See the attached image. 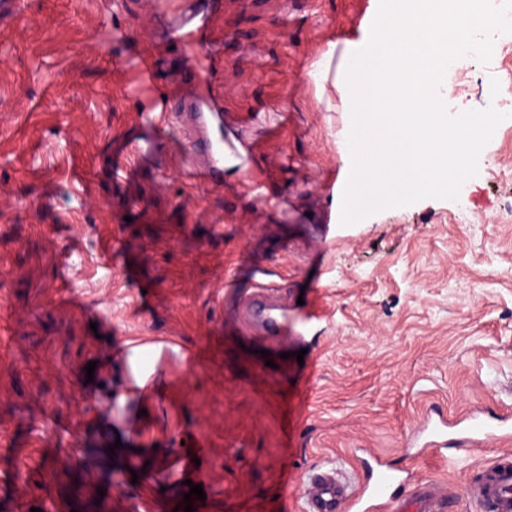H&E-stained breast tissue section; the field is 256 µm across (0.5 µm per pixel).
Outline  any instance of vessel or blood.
I'll return each mask as SVG.
<instances>
[{
  "mask_svg": "<svg viewBox=\"0 0 512 512\" xmlns=\"http://www.w3.org/2000/svg\"><path fill=\"white\" fill-rule=\"evenodd\" d=\"M172 40L186 49L185 64L189 71L205 72L208 30L204 16L196 5L186 7L178 21L173 23ZM183 106L199 133L197 145L206 155L203 165L188 164L184 170L187 178L204 183L218 182L224 177V167L238 159V149L224 137V115L210 101L209 91L202 84H195L183 96ZM146 135L142 140L143 152L156 150L165 135L160 114L151 112L141 121ZM130 146L117 141L110 148V167L115 188H122L133 171L129 161ZM245 323L257 335L269 338L296 332V323L288 319L285 307L275 305L269 294L260 292L245 303ZM408 436L415 446L412 455L415 464L429 458H446L448 452H471L486 447L491 432L486 431L478 418H471L463 436L448 435L447 418L424 416L408 429ZM190 454H183L181 463L172 464L168 479L172 497L161 505L163 512H174L183 502V467L192 463ZM413 468L392 470L383 464L368 468L364 484L354 485L348 473L339 466L309 473L301 484L303 512H446L448 487L437 480L423 479ZM466 497L476 503L480 512H512V457L501 455L482 466L477 479L464 487Z\"/></svg>",
  "mask_w": 512,
  "mask_h": 512,
  "instance_id": "vessel-or-blood-1",
  "label": "vessel or blood"
}]
</instances>
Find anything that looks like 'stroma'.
<instances>
[{"label":"stroma","mask_w":512,"mask_h":512,"mask_svg":"<svg viewBox=\"0 0 512 512\" xmlns=\"http://www.w3.org/2000/svg\"><path fill=\"white\" fill-rule=\"evenodd\" d=\"M183 4L24 0L0 25V512H147L185 447L208 512H300L306 473L338 463L363 479L358 449L410 468L403 433L424 415L512 416V136L493 127L461 196L328 221L343 116L307 72L369 0H222L209 15L210 95L266 169L264 199L230 165L223 182L184 181L196 136L182 121L127 184L137 207L113 201L111 142L191 84L166 40ZM139 52L160 61L154 85L138 83ZM495 66L512 69V51L484 45L449 69V115L494 113L496 90L512 93ZM260 284L307 316L302 337L243 330ZM130 339L164 345L166 391L142 415L96 388ZM99 420L140 449L144 477L101 455ZM502 448L419 472L447 482L448 512H479L462 490Z\"/></svg>","instance_id":"obj_1"}]
</instances>
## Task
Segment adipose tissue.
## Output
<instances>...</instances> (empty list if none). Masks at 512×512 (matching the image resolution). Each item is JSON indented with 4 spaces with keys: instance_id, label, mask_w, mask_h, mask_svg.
<instances>
[{
    "instance_id": "1",
    "label": "adipose tissue",
    "mask_w": 512,
    "mask_h": 512,
    "mask_svg": "<svg viewBox=\"0 0 512 512\" xmlns=\"http://www.w3.org/2000/svg\"><path fill=\"white\" fill-rule=\"evenodd\" d=\"M460 13L449 0H371L355 38L328 42L308 75L332 81L345 115L341 133L348 192L344 209L358 222L385 206L421 195L456 193V171L481 156L486 131L463 132L470 109L448 117V70L463 65L457 48L466 33L491 27L482 0ZM161 346L129 341V382L115 391L118 407L146 405L144 371L155 369Z\"/></svg>"
}]
</instances>
